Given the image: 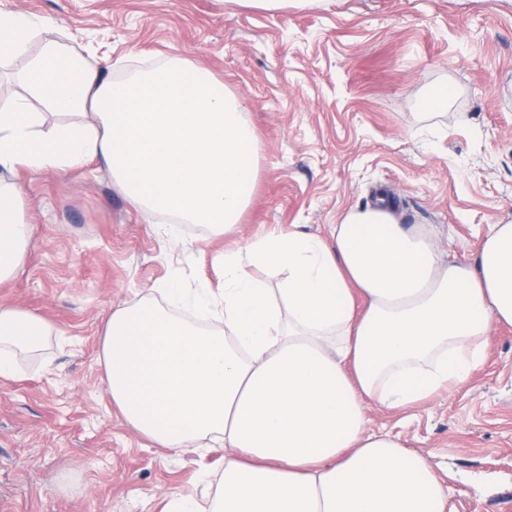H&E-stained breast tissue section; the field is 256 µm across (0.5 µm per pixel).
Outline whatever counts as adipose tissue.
Masks as SVG:
<instances>
[{"mask_svg":"<svg viewBox=\"0 0 512 512\" xmlns=\"http://www.w3.org/2000/svg\"><path fill=\"white\" fill-rule=\"evenodd\" d=\"M24 79L79 117L45 126L0 111V168L102 162L139 206L222 234L240 224L259 177L247 106L207 67L175 58L114 80L45 40ZM33 226L0 179V283L23 267ZM220 291L159 290L204 326L149 298L113 307L100 359L127 422L162 448L211 439L224 469L170 512H445L449 489L426 458L369 429V411L405 408L467 381L494 326L512 325V224L494 225L475 263H443L436 241L384 206L350 210L331 241L258 236L219 258ZM281 287H271L273 278ZM55 331L0 305V378Z\"/></svg>","mask_w":512,"mask_h":512,"instance_id":"obj_1","label":"adipose tissue"}]
</instances>
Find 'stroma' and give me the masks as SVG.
<instances>
[{
	"mask_svg": "<svg viewBox=\"0 0 512 512\" xmlns=\"http://www.w3.org/2000/svg\"><path fill=\"white\" fill-rule=\"evenodd\" d=\"M0 14L36 32L28 56L0 54V107L22 100L48 123L72 121L24 82L45 30L114 75L187 58L246 101L260 164L238 228L212 238L187 224L179 247L98 162L10 174L34 237L0 304L58 336L0 379V512H163L222 471L223 446L154 447L112 403L99 359L112 306L174 277L222 288L214 256L270 232L330 239L381 190L447 262H473L491 226L512 222V0L274 14L231 0H0ZM444 85L447 110H429ZM369 416L434 464L453 512H512V326L494 328L467 383Z\"/></svg>",
	"mask_w": 512,
	"mask_h": 512,
	"instance_id": "obj_1",
	"label": "stroma"
}]
</instances>
